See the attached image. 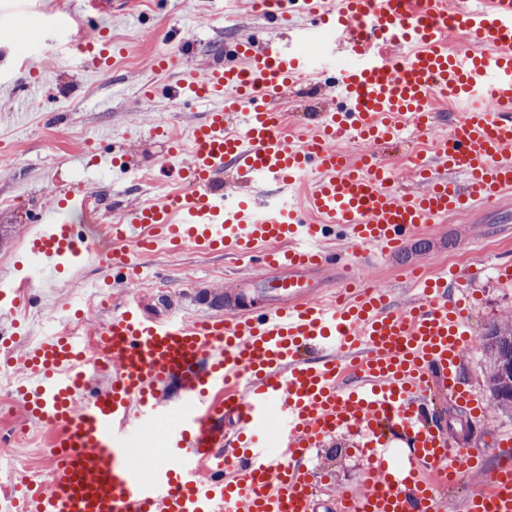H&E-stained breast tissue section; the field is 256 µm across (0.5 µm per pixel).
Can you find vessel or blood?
Returning a JSON list of instances; mask_svg holds the SVG:
<instances>
[{"label":"vessel or blood","instance_id":"1","mask_svg":"<svg viewBox=\"0 0 512 512\" xmlns=\"http://www.w3.org/2000/svg\"><path fill=\"white\" fill-rule=\"evenodd\" d=\"M280 21L265 41L239 38L237 62L214 61L171 85L173 97L212 102L166 158L187 174L183 189L127 209L99 251L68 213L86 197L61 193L38 209L30 260L51 280L92 260L141 278L128 252L163 244L230 251L266 275L194 301L201 317L147 316L138 300L113 313L94 337L51 334L23 355L17 389L27 414L50 428L45 482L18 478L7 512H315L305 459L327 437L355 430L368 450L366 490L342 496L343 512H441L443 497L476 470L462 448L447 447L426 420L436 394L482 413L460 376L473 342L465 295H452L462 270L421 277L444 247L426 233L477 204L512 192V0L455 10L450 0H251ZM308 18L331 37L308 49ZM456 28L465 45L449 48ZM349 58L346 69L337 57ZM329 87L336 102L310 132L287 135L275 102L305 82ZM450 95L458 123L439 138L421 189L393 177L375 149L404 130L424 133L435 96ZM360 136L352 155L338 141ZM107 169L129 173L135 157L96 150ZM250 184L217 189L224 171ZM301 185L302 201L270 202L268 184ZM373 250L411 280L413 302L358 282L344 258L322 243L329 228ZM27 304L26 286L0 290V309ZM112 376L110 390L83 401L88 380ZM234 416L242 448L226 447L223 419ZM162 429L150 469L133 445ZM408 451L393 458L392 433ZM466 512H512V448Z\"/></svg>","mask_w":512,"mask_h":512}]
</instances>
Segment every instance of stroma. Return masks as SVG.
Returning <instances> with one entry per match:
<instances>
[{"instance_id":"1","label":"stroma","mask_w":512,"mask_h":512,"mask_svg":"<svg viewBox=\"0 0 512 512\" xmlns=\"http://www.w3.org/2000/svg\"><path fill=\"white\" fill-rule=\"evenodd\" d=\"M105 27L109 46L118 48L106 71L87 74L72 40L97 38ZM279 31L275 17L250 13L245 0H129L113 15L83 0H0V50L20 39L34 43L31 55L7 60L10 78L0 77V225L16 232L0 239V280L28 275L25 265L30 227L27 220L38 206L49 205L58 192L89 193L86 223L100 224L114 209L158 198L180 186L177 170L165 167V138L150 135L161 124L168 135L186 136L193 121L209 109L201 103L185 108L180 101L148 97L146 81L174 82V74L157 73L152 58L191 38L186 62L204 70L215 58L236 62L234 45L246 33L269 38ZM446 107H439L435 124L416 145L396 143L379 149L399 179L412 178L413 151L429 152L433 142L450 131ZM110 133L115 153L133 152L149 181L138 182L121 173L87 163L83 152L90 140ZM479 242L465 251L440 254L430 269L457 265L475 267L478 275L464 280L470 291V323L475 340L461 359V377L482 399V417H472L463 405L437 397L429 418L438 420L451 447L469 448L483 468L466 473L447 493L444 512H465L473 483L485 482L500 463L498 449L512 439V412L494 405L486 385L485 352L480 341L497 322L512 318V284H503L501 268L512 263V238L499 225L486 224ZM141 281L110 282V271L97 263L75 271L60 285L33 283L35 308L26 313L30 339L48 335L51 315L66 306L82 308L84 336L95 332L130 298H139L148 315L171 314L168 298L181 296L184 314L197 311L190 299L200 284L228 288L246 274L245 263L220 253L193 249L176 252L157 248L141 256ZM50 431L28 419L11 387L0 384V497L20 475H46L50 466ZM355 435L336 436L333 446L314 455L308 467L322 483L317 512H335L341 494L365 487L368 461L356 446Z\"/></svg>"}]
</instances>
